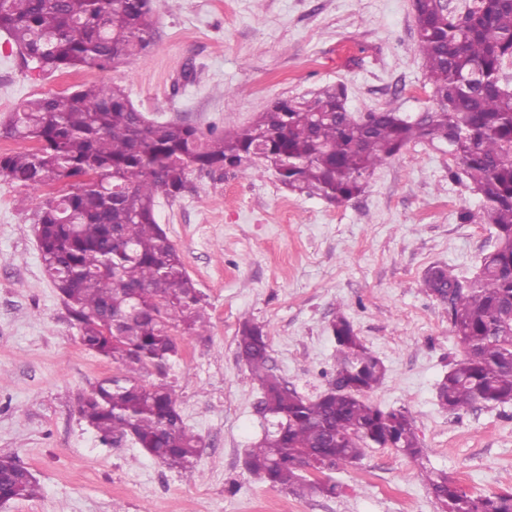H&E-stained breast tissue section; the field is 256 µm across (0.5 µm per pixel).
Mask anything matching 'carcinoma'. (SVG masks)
Here are the masks:
<instances>
[{
	"instance_id": "cac0c4a2",
	"label": "carcinoma",
	"mask_w": 512,
	"mask_h": 512,
	"mask_svg": "<svg viewBox=\"0 0 512 512\" xmlns=\"http://www.w3.org/2000/svg\"><path fill=\"white\" fill-rule=\"evenodd\" d=\"M155 25L152 0H0V31L25 64L43 73L106 70L144 57ZM417 51L432 89V107L417 116L393 109L356 117L342 85L309 97L283 98L248 125L206 133L192 124L145 122L112 82L24 101L0 123L7 137L37 148L0 154V179L31 191L68 178L78 182L36 212L45 272L68 308L81 343L115 372L78 399V413L105 443L129 437L170 469L191 471L201 451L174 391L142 374L163 373L179 355L173 329L198 334L202 297L183 257L158 224L155 198L178 197L193 171H273L291 192L332 204L365 192L375 170L413 142L447 147L482 203L496 246L461 284L442 267L423 288L448 305L464 356L439 383L437 400L456 412L512 402V0H479L460 11L416 0ZM336 375L314 398L269 367V334L245 320L239 357L260 382L259 410L272 429L246 466L273 488L337 494L334 483L309 482L304 467L351 465L369 447L421 453L406 410H382L366 395L385 375L342 314L330 324ZM428 484L441 512H512V492L474 495L443 474ZM39 492L11 455H0V495Z\"/></svg>"
}]
</instances>
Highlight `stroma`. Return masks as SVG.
Masks as SVG:
<instances>
[{"label":"stroma","instance_id":"obj_1","mask_svg":"<svg viewBox=\"0 0 512 512\" xmlns=\"http://www.w3.org/2000/svg\"><path fill=\"white\" fill-rule=\"evenodd\" d=\"M146 58L109 70L45 74L24 66L0 33V120L25 100L112 81L151 119L232 129L269 103L345 84L361 115L430 108L416 48L413 0H153ZM445 147L409 144L345 204L288 192L268 172L190 173L156 217L203 296L202 335L179 338L167 369L187 426L199 437L194 470L176 471L126 440L102 442L77 413L114 368L80 341L44 272L34 212L0 180V455L15 456L38 498L0 512H440L424 481L442 471L468 491L512 490V404L454 413L438 383L463 351L445 306L422 278L432 266L469 281L495 244L481 200L448 175ZM345 315L386 367L367 395L411 414L421 459L366 449L330 471L341 491L305 497L270 487L244 465L268 428L262 396L238 355L243 320L269 333L273 371L306 396L336 370L330 324Z\"/></svg>","mask_w":512,"mask_h":512}]
</instances>
